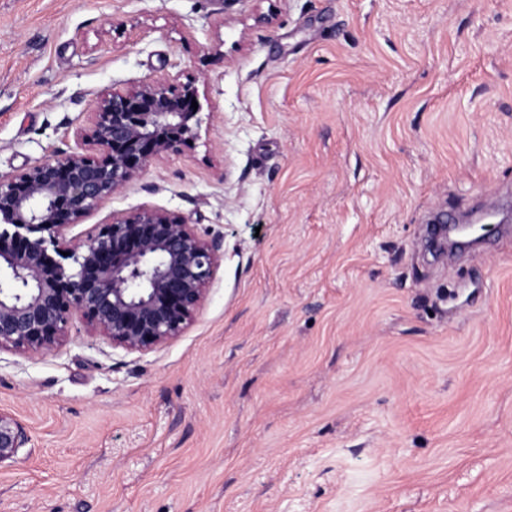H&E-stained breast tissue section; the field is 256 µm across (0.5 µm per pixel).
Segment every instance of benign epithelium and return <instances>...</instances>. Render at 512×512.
I'll list each match as a JSON object with an SVG mask.
<instances>
[{
  "label": "benign epithelium",
  "mask_w": 512,
  "mask_h": 512,
  "mask_svg": "<svg viewBox=\"0 0 512 512\" xmlns=\"http://www.w3.org/2000/svg\"><path fill=\"white\" fill-rule=\"evenodd\" d=\"M195 82L167 79L106 90L77 149L0 174V350H54L79 316L129 352L181 335L202 306L221 245L179 213L144 207L74 244L66 231L138 179L156 158L198 137ZM29 442L0 412V464Z\"/></svg>",
  "instance_id": "obj_1"
}]
</instances>
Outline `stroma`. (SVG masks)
Segmentation results:
<instances>
[{
  "label": "stroma",
  "instance_id": "obj_1",
  "mask_svg": "<svg viewBox=\"0 0 512 512\" xmlns=\"http://www.w3.org/2000/svg\"><path fill=\"white\" fill-rule=\"evenodd\" d=\"M162 77L198 138L67 237L157 207L223 258L156 349L0 351V512H512V0H0V174ZM28 442L23 427L10 415L0 412V464L13 460Z\"/></svg>",
  "mask_w": 512,
  "mask_h": 512
}]
</instances>
